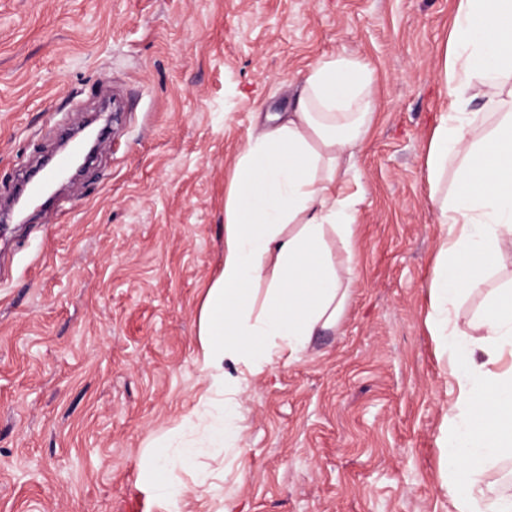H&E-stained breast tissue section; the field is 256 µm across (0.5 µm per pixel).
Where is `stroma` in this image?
<instances>
[{
	"label": "stroma",
	"instance_id": "obj_1",
	"mask_svg": "<svg viewBox=\"0 0 512 512\" xmlns=\"http://www.w3.org/2000/svg\"><path fill=\"white\" fill-rule=\"evenodd\" d=\"M455 0H0V200L118 89L126 113L32 223H0V512H455L458 397L428 330L441 227L425 165L448 104ZM340 54L375 75L350 176L354 269L336 331L249 379L239 455L171 502L151 447L208 383L198 316L224 198L259 115Z\"/></svg>",
	"mask_w": 512,
	"mask_h": 512
}]
</instances>
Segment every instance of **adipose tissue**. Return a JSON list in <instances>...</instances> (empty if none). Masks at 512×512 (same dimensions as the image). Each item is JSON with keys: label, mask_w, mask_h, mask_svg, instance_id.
Here are the masks:
<instances>
[{"label": "adipose tissue", "mask_w": 512, "mask_h": 512, "mask_svg": "<svg viewBox=\"0 0 512 512\" xmlns=\"http://www.w3.org/2000/svg\"><path fill=\"white\" fill-rule=\"evenodd\" d=\"M439 77L448 108L426 167L443 235L426 323L459 388L443 438V481L456 512H512V494L492 497L483 487L488 465L512 460V282L491 289L464 325L448 318L450 306L512 252V0H456ZM373 83L360 60L318 62L294 107L239 152L224 203V265L199 316L208 388L178 426L181 441L153 446L160 499L212 478L196 466L190 432L203 430L211 448H239L244 384L335 327L352 269L335 261L328 240L339 237L352 254L361 199L347 177L371 129ZM189 470L190 486L178 478Z\"/></svg>", "instance_id": "obj_1"}]
</instances>
